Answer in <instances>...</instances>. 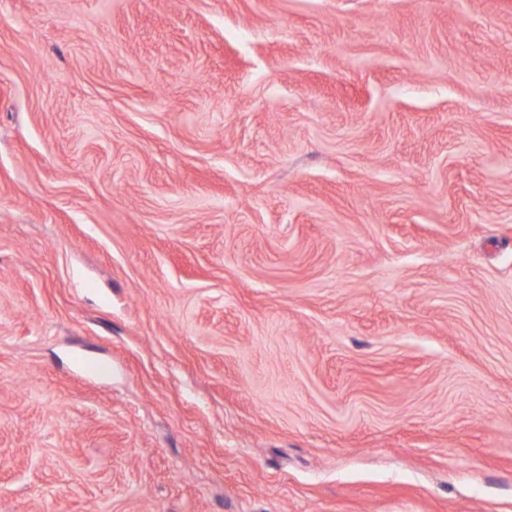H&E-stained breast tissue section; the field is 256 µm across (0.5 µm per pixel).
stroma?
I'll return each instance as SVG.
<instances>
[{
	"instance_id": "35a3bbf8",
	"label": "stroma",
	"mask_w": 512,
	"mask_h": 512,
	"mask_svg": "<svg viewBox=\"0 0 512 512\" xmlns=\"http://www.w3.org/2000/svg\"><path fill=\"white\" fill-rule=\"evenodd\" d=\"M0 512H512V0H0Z\"/></svg>"
}]
</instances>
